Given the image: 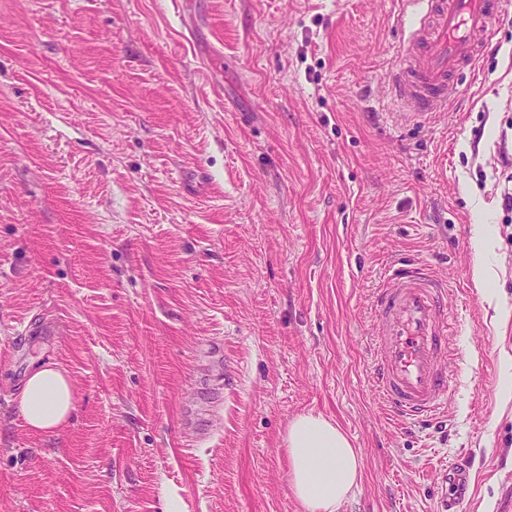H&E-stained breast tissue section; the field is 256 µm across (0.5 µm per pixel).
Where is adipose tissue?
<instances>
[{"mask_svg": "<svg viewBox=\"0 0 512 512\" xmlns=\"http://www.w3.org/2000/svg\"><path fill=\"white\" fill-rule=\"evenodd\" d=\"M75 407L72 380L58 365L36 362L16 400L26 428L50 434L70 419ZM293 497L303 512H341L362 479V456L346 432L320 414H302L284 437Z\"/></svg>", "mask_w": 512, "mask_h": 512, "instance_id": "adipose-tissue-1", "label": "adipose tissue"}]
</instances>
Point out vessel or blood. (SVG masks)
<instances>
[{
  "label": "vessel or blood",
  "mask_w": 512,
  "mask_h": 512,
  "mask_svg": "<svg viewBox=\"0 0 512 512\" xmlns=\"http://www.w3.org/2000/svg\"><path fill=\"white\" fill-rule=\"evenodd\" d=\"M410 32L387 75L404 115L427 117L460 93L459 75L485 54L512 0H405ZM372 379L388 410L406 423L430 418L452 397L461 359L449 352L447 283L418 260L390 266L376 290ZM465 468L445 481V512L469 496Z\"/></svg>",
  "instance_id": "obj_1"
}]
</instances>
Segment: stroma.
<instances>
[{
  "mask_svg": "<svg viewBox=\"0 0 512 512\" xmlns=\"http://www.w3.org/2000/svg\"><path fill=\"white\" fill-rule=\"evenodd\" d=\"M401 0H0V512H302L304 413L363 457L343 512H512V245L495 147L512 14L444 111L393 115ZM495 230L497 298L472 280ZM417 258L470 357L437 420L387 415L373 294ZM54 361L75 409H14ZM74 407V386L67 373L52 362H33L16 399L26 428L37 434L53 433L67 424ZM444 512H458V508L469 496V472L463 467L448 468V478L445 480Z\"/></svg>",
  "mask_w": 512,
  "mask_h": 512,
  "instance_id": "35a3bbf8",
  "label": "stroma"
}]
</instances>
